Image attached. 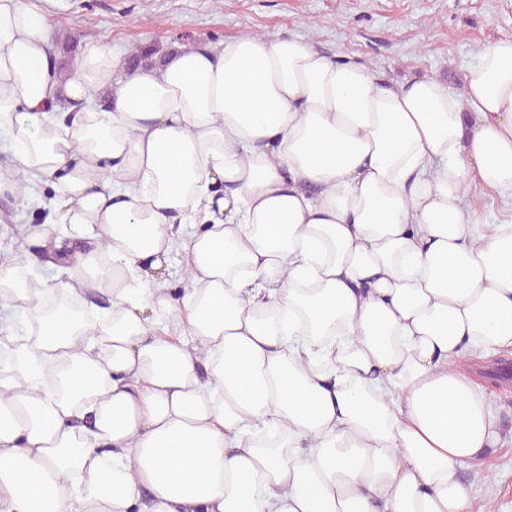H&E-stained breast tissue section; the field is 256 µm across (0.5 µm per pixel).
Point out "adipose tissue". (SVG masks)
Segmentation results:
<instances>
[{"label":"adipose tissue","instance_id":"ef3b65f1","mask_svg":"<svg viewBox=\"0 0 512 512\" xmlns=\"http://www.w3.org/2000/svg\"><path fill=\"white\" fill-rule=\"evenodd\" d=\"M0 0V141L55 272L0 370V512H473L497 439L465 356L512 349V36L459 91L244 33L127 71ZM197 225L186 235L183 225ZM189 273L175 294L163 270ZM98 292L88 322L68 299ZM59 297L45 308L44 296Z\"/></svg>","mask_w":512,"mask_h":512}]
</instances>
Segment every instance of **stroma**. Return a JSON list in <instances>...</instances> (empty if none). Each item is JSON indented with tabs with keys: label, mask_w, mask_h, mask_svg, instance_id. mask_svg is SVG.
<instances>
[{
	"label": "stroma",
	"mask_w": 512,
	"mask_h": 512,
	"mask_svg": "<svg viewBox=\"0 0 512 512\" xmlns=\"http://www.w3.org/2000/svg\"><path fill=\"white\" fill-rule=\"evenodd\" d=\"M51 13L56 35L72 29L79 43L102 41L121 53L137 43L160 52L173 45L219 43L242 33L307 38L333 54H359L388 79L430 74L452 89L475 50L512 33V0H70ZM46 199L0 196V255L13 256L25 230L47 226ZM500 442L486 449L488 481L466 472L475 506L512 512V387L497 386L491 399Z\"/></svg>",
	"instance_id": "obj_1"
}]
</instances>
